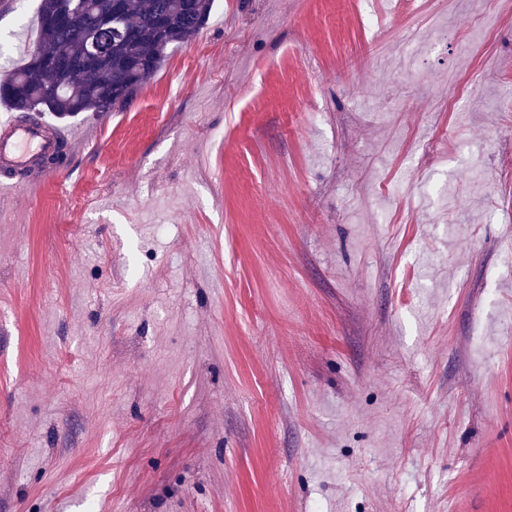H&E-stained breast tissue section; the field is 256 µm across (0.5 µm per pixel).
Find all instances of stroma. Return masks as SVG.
I'll return each instance as SVG.
<instances>
[{
    "mask_svg": "<svg viewBox=\"0 0 512 512\" xmlns=\"http://www.w3.org/2000/svg\"><path fill=\"white\" fill-rule=\"evenodd\" d=\"M509 87L512 0H215L52 117L63 182L0 194V512H512Z\"/></svg>",
    "mask_w": 512,
    "mask_h": 512,
    "instance_id": "1",
    "label": "stroma"
}]
</instances>
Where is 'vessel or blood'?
Masks as SVG:
<instances>
[{
  "label": "vessel or blood",
  "instance_id": "1",
  "mask_svg": "<svg viewBox=\"0 0 512 512\" xmlns=\"http://www.w3.org/2000/svg\"><path fill=\"white\" fill-rule=\"evenodd\" d=\"M71 140L64 130L45 122H29L20 114L7 112L0 115V189L17 188L18 175L38 171L44 181H56L62 176L55 168H39L41 156L53 154L61 146L70 145Z\"/></svg>",
  "mask_w": 512,
  "mask_h": 512
}]
</instances>
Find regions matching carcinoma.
Returning <instances> with one entry per match:
<instances>
[{
    "label": "carcinoma",
    "mask_w": 512,
    "mask_h": 512,
    "mask_svg": "<svg viewBox=\"0 0 512 512\" xmlns=\"http://www.w3.org/2000/svg\"><path fill=\"white\" fill-rule=\"evenodd\" d=\"M112 30V57L87 60V38L47 19L58 0H41L37 39L26 63L0 79V102L36 119L45 112L60 117L82 112H114L130 105L135 92L151 80L167 50L184 44L203 29L214 0H121ZM44 58L64 59L78 68L50 78Z\"/></svg>",
    "instance_id": "carcinoma-1"
}]
</instances>
